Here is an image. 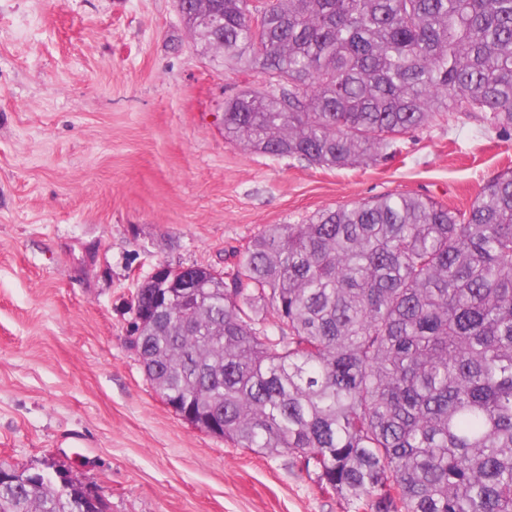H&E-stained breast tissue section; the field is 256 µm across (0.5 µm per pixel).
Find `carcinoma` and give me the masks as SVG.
Here are the masks:
<instances>
[{
	"label": "carcinoma",
	"mask_w": 512,
	"mask_h": 512,
	"mask_svg": "<svg viewBox=\"0 0 512 512\" xmlns=\"http://www.w3.org/2000/svg\"><path fill=\"white\" fill-rule=\"evenodd\" d=\"M211 61L261 76L224 137L346 169L459 113L512 133V0H191ZM132 343L164 401L294 453L365 512H512V171L466 209L387 194L270 224ZM0 479V512L83 488Z\"/></svg>",
	"instance_id": "carcinoma-1"
}]
</instances>
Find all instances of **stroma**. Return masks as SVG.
<instances>
[{"mask_svg":"<svg viewBox=\"0 0 512 512\" xmlns=\"http://www.w3.org/2000/svg\"><path fill=\"white\" fill-rule=\"evenodd\" d=\"M250 74L211 67L174 0H0V463L56 462L108 512H353L295 454L197 430L147 378L154 266L231 270L270 224L395 193L468 208L512 137L461 114L327 170L225 140Z\"/></svg>","mask_w":512,"mask_h":512,"instance_id":"stroma-1","label":"stroma"}]
</instances>
